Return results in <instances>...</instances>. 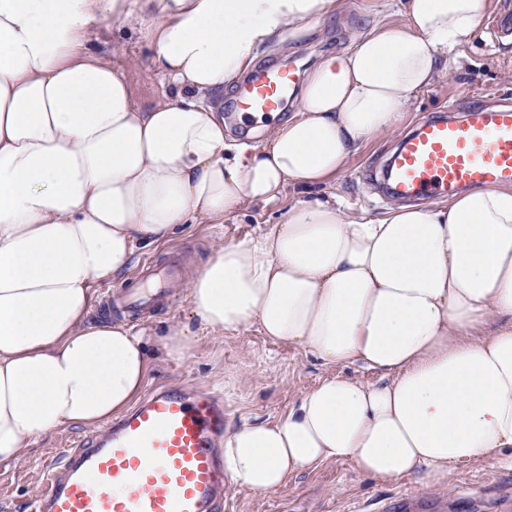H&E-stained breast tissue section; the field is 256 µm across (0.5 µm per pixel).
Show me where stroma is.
Wrapping results in <instances>:
<instances>
[{"instance_id": "35a3bbf8", "label": "stroma", "mask_w": 512, "mask_h": 512, "mask_svg": "<svg viewBox=\"0 0 512 512\" xmlns=\"http://www.w3.org/2000/svg\"><path fill=\"white\" fill-rule=\"evenodd\" d=\"M405 0H345L341 15L287 31L262 46L261 60L296 59L300 74H307L324 56L341 55L354 42L384 23L404 20ZM99 54L123 66L139 92L140 103L168 94L165 78L151 63L147 40L125 23L105 24L95 44ZM476 100L512 102V41L492 44L486 32L454 54L447 75L422 91L407 115L406 127L437 117L448 106H464ZM392 140L367 143L342 172L311 189L289 188L276 200L248 206L221 223L199 220L186 225L168 242L140 249L132 261L139 269L147 259L163 264L177 260L181 277L170 285V307L145 317L146 325L163 331L173 321L183 324L192 349L186 359L160 355L158 343H150L152 358L147 385L179 387L195 384L224 395L230 425L245 421H274L285 415L302 393L323 379L338 374L370 379V372L355 366L326 367L299 348L268 340L258 331L213 336L192 316L184 289L204 266L213 248L230 241L259 237L267 225L277 224L289 205L299 199L336 197L350 209L376 217L390 201L370 192L365 171H379L395 148ZM89 427L69 426L39 438L28 456L17 462L0 463V512H34L45 471L57 463L67 444L92 435ZM512 492V467L480 459L453 466L446 486L424 488L400 478L381 484L360 475L346 462H325L287 480L279 490L255 494L228 487L224 512H348L366 499L387 500L407 491L419 504L418 512H502L501 491Z\"/></svg>"}]
</instances>
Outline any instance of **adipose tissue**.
<instances>
[{
    "instance_id": "adipose-tissue-1",
    "label": "adipose tissue",
    "mask_w": 512,
    "mask_h": 512,
    "mask_svg": "<svg viewBox=\"0 0 512 512\" xmlns=\"http://www.w3.org/2000/svg\"><path fill=\"white\" fill-rule=\"evenodd\" d=\"M344 0H0V463L54 429L126 411L149 331L87 319L98 281L198 219L310 188L401 131L413 99L480 29L484 0H406L308 72L264 145L226 139L208 99L284 32ZM132 20L173 95L142 107L93 51ZM211 333L259 329L332 376L275 421L224 433V472L253 493L324 462L386 483L443 485L450 467L512 452V187L393 204L295 201L257 239L213 250L187 288Z\"/></svg>"
}]
</instances>
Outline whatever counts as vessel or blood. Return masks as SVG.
<instances>
[{"mask_svg":"<svg viewBox=\"0 0 512 512\" xmlns=\"http://www.w3.org/2000/svg\"><path fill=\"white\" fill-rule=\"evenodd\" d=\"M492 40L512 37V12L490 14ZM297 84L290 63L253 67L229 102L242 120L283 111ZM390 193L426 200L473 186L512 183V104L472 102L463 116L419 122L390 159ZM173 266L127 286L118 306L132 314L162 305ZM224 399L200 389L156 387L106 432L67 449L45 475L38 512H223Z\"/></svg>","mask_w":512,"mask_h":512,"instance_id":"1","label":"vessel or blood"}]
</instances>
